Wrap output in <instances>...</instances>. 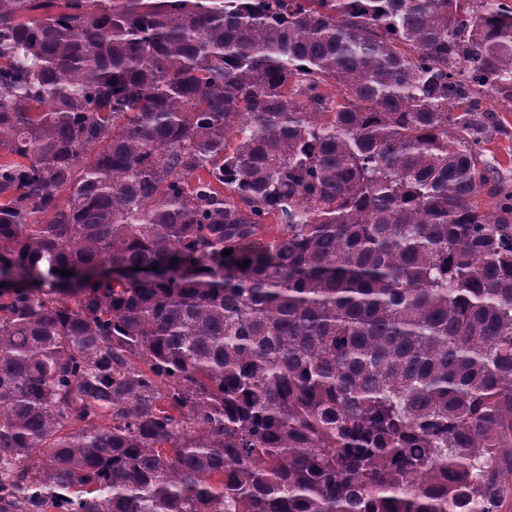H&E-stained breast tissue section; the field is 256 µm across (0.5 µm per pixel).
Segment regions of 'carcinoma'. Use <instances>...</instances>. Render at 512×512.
<instances>
[{"mask_svg":"<svg viewBox=\"0 0 512 512\" xmlns=\"http://www.w3.org/2000/svg\"><path fill=\"white\" fill-rule=\"evenodd\" d=\"M485 95L512 0H0V512L512 507Z\"/></svg>","mask_w":512,"mask_h":512,"instance_id":"obj_1","label":"carcinoma"}]
</instances>
